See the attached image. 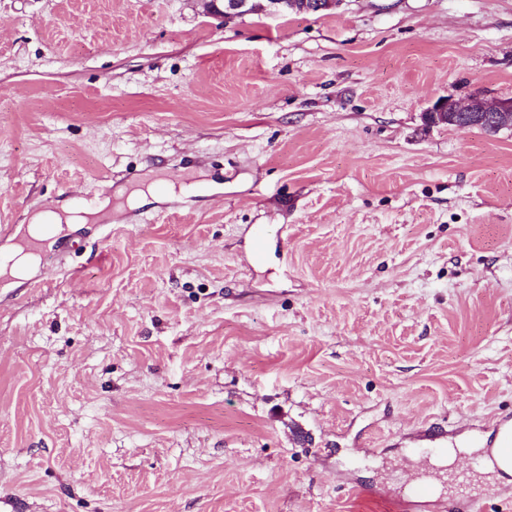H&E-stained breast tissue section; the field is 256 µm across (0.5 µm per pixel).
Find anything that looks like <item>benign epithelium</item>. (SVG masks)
I'll use <instances>...</instances> for the list:
<instances>
[{
  "instance_id": "1",
  "label": "benign epithelium",
  "mask_w": 512,
  "mask_h": 512,
  "mask_svg": "<svg viewBox=\"0 0 512 512\" xmlns=\"http://www.w3.org/2000/svg\"><path fill=\"white\" fill-rule=\"evenodd\" d=\"M256 1L261 2L256 12L281 15L286 13L290 4L307 13H317L334 9L342 3V0H230L224 5L222 16L248 13L251 4ZM423 121L427 127L448 125L459 129L477 128L496 134L502 130H512V97L487 101L474 96L466 104L449 96L443 97L423 113Z\"/></svg>"
}]
</instances>
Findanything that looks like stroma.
<instances>
[{"label":"stroma","mask_w":512,"mask_h":512,"mask_svg":"<svg viewBox=\"0 0 512 512\" xmlns=\"http://www.w3.org/2000/svg\"><path fill=\"white\" fill-rule=\"evenodd\" d=\"M475 95L512 0H0V252L104 205L0 276V512H397L422 428L493 448L512 131L423 122ZM224 5L219 3L220 7L224 8V12L220 15L225 19V16H233L242 13H264V14H286L288 5L294 7L297 5L301 11L307 13H317L327 11L338 7L342 0H229ZM254 2H261V8H256L254 11L250 10V6ZM87 221L88 218L86 216H81L76 211H69L66 216L51 211L43 212L32 219L27 227L25 239L28 241L29 239L43 241L49 238L50 233H53V236H55L63 232V223L70 226L71 224H86Z\"/></svg>","instance_id":"obj_1"}]
</instances>
